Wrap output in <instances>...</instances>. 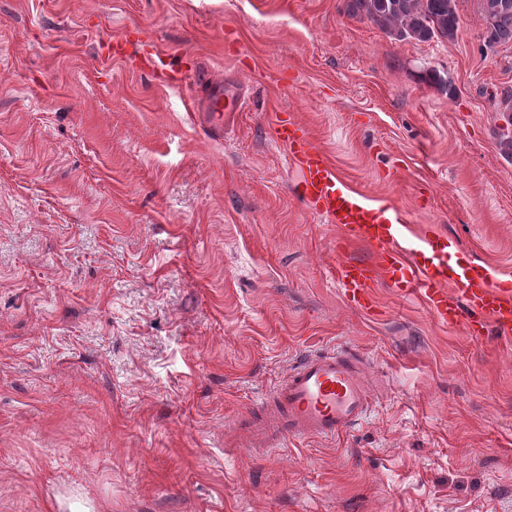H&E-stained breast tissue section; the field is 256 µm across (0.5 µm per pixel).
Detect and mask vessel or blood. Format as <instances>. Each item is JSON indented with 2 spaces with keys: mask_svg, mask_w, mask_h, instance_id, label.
Wrapping results in <instances>:
<instances>
[{
  "mask_svg": "<svg viewBox=\"0 0 512 512\" xmlns=\"http://www.w3.org/2000/svg\"><path fill=\"white\" fill-rule=\"evenodd\" d=\"M137 69L169 79L170 63L154 41L139 42ZM243 95L235 86L210 90L215 125L223 112L239 111ZM275 137L299 174V197L339 225L346 240L372 246V262L348 261L337 271L345 300L363 312L375 307L374 288L388 279L400 292L420 296L435 319L468 335L512 334V282L484 263L456 256L455 243L429 230L407 237L399 211L369 202L336 174L308 130L293 117L278 118ZM365 359L343 348L304 356L268 405L269 423L282 436L333 437L356 426L369 409Z\"/></svg>",
  "mask_w": 512,
  "mask_h": 512,
  "instance_id": "vessel-or-blood-1",
  "label": "vessel or blood"
}]
</instances>
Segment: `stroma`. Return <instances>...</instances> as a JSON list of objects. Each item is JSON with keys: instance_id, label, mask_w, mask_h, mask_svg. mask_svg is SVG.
I'll return each instance as SVG.
<instances>
[{"instance_id": "obj_1", "label": "stroma", "mask_w": 512, "mask_h": 512, "mask_svg": "<svg viewBox=\"0 0 512 512\" xmlns=\"http://www.w3.org/2000/svg\"><path fill=\"white\" fill-rule=\"evenodd\" d=\"M348 0H0V512H512V342L439 324L297 195L277 116L373 204L512 275V45L479 0L396 41ZM148 32L182 82L105 42ZM437 72L443 85L428 82ZM236 82L209 131L185 98ZM355 348L367 416L245 442L302 356Z\"/></svg>"}]
</instances>
